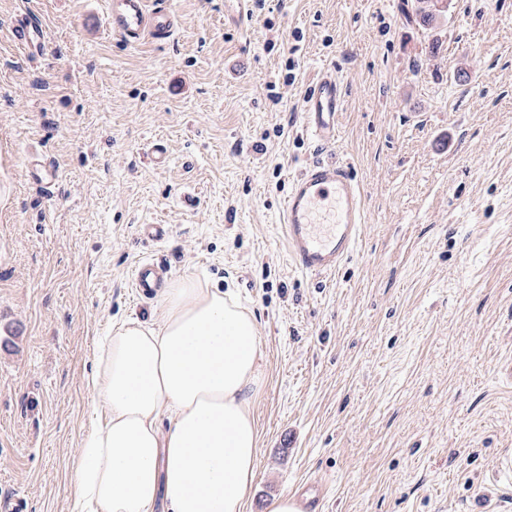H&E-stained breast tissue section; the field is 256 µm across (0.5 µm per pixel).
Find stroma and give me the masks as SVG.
I'll use <instances>...</instances> for the list:
<instances>
[{"label": "stroma", "mask_w": 512, "mask_h": 512, "mask_svg": "<svg viewBox=\"0 0 512 512\" xmlns=\"http://www.w3.org/2000/svg\"><path fill=\"white\" fill-rule=\"evenodd\" d=\"M224 2L167 0L171 35L133 45L109 0H0V503L70 512L94 345L157 317L131 286L154 257L256 317L243 512L307 485L326 512H512V0H448L431 31L412 0H252L241 27ZM23 13L43 55L13 38ZM323 71L346 89L335 154L365 224L315 279L288 260L280 202L313 157L301 102ZM29 177L45 192H51L59 179L58 168L51 160L33 155L29 164Z\"/></svg>", "instance_id": "1"}]
</instances>
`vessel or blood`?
<instances>
[{
	"label": "vessel or blood",
	"instance_id": "1",
	"mask_svg": "<svg viewBox=\"0 0 512 512\" xmlns=\"http://www.w3.org/2000/svg\"><path fill=\"white\" fill-rule=\"evenodd\" d=\"M107 23L133 43L147 35L165 38L173 29L171 14L150 7L149 0H111ZM13 35L26 55L43 53L45 35L35 21L18 19ZM344 101V86L337 76L326 72L314 80L303 100L302 133L317 154L291 178L282 209L288 256L299 270L311 275L333 274L359 243L364 224L365 196L350 164L326 154L338 138ZM29 177L48 192L59 173L51 160L36 155L29 164ZM166 271L163 262L142 260L132 277L136 296L154 299Z\"/></svg>",
	"mask_w": 512,
	"mask_h": 512
}]
</instances>
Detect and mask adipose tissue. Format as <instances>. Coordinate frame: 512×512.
<instances>
[{"label":"adipose tissue","instance_id":"1","mask_svg":"<svg viewBox=\"0 0 512 512\" xmlns=\"http://www.w3.org/2000/svg\"><path fill=\"white\" fill-rule=\"evenodd\" d=\"M88 381L97 423L81 441L71 512H243L265 357L251 310L231 293L172 281L151 323L100 337ZM168 429H161V417Z\"/></svg>","mask_w":512,"mask_h":512}]
</instances>
